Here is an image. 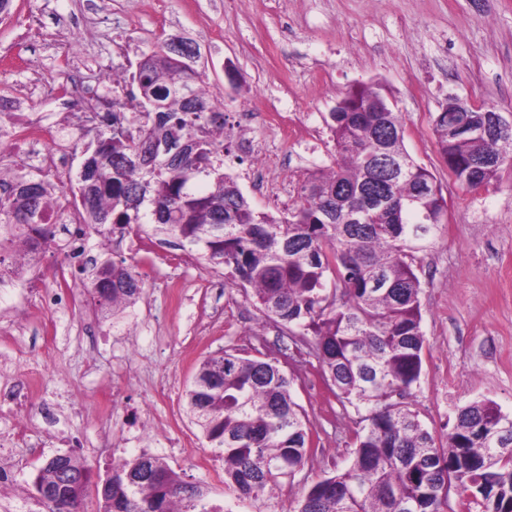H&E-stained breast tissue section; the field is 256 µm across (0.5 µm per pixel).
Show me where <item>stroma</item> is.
<instances>
[{"label": "stroma", "instance_id": "stroma-1", "mask_svg": "<svg viewBox=\"0 0 512 512\" xmlns=\"http://www.w3.org/2000/svg\"><path fill=\"white\" fill-rule=\"evenodd\" d=\"M179 36L196 44V70L224 98V169L259 212L293 206L309 173L331 163L325 120L342 94L383 85L406 117V150L441 183L448 207L447 224L415 255L426 347L413 408L441 439L474 401L512 417V167L467 191L449 178L433 132L451 98L512 123V0H11L0 54L23 65L0 67V97L20 112L55 111L37 85L129 66ZM270 112L297 118L307 142L284 140ZM247 141L262 147L263 164ZM145 240L138 248L116 235L99 250L145 281L113 323L88 305L87 274L67 251H47L37 265L48 292L49 271L65 266L76 288L69 308L41 306L0 277V389L19 393L0 403V469L11 477L0 512H42L32 479L45 459L69 452L102 473L115 460L157 456L185 480L205 479L227 512H293L304 489L349 465L358 412L291 339L271 326L254 335L260 312L224 267ZM227 348L280 355L312 435L302 470L269 497H238L221 468H202L215 453L186 414L199 363Z\"/></svg>", "mask_w": 512, "mask_h": 512}]
</instances>
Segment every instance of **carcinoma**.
Listing matches in <instances>:
<instances>
[{
  "label": "carcinoma",
  "mask_w": 512,
  "mask_h": 512,
  "mask_svg": "<svg viewBox=\"0 0 512 512\" xmlns=\"http://www.w3.org/2000/svg\"><path fill=\"white\" fill-rule=\"evenodd\" d=\"M165 44L137 63L131 90L112 99V124L87 131L86 158L70 201L78 220L107 237L141 231L202 250L233 282L250 288L264 323L299 336L338 401L361 415L349 466L316 482L297 512H446L451 487L480 495L485 512H512V418L490 400L457 414L446 442L408 399L423 364L421 282L413 253L442 224L445 198L433 173L407 152L405 116L379 84L352 86L329 112L331 165L315 170L300 203L256 211L224 171V106L199 72L169 58ZM484 109L439 112L433 132L462 188L488 186L512 164V132L478 139L456 131ZM386 154L407 166L387 176ZM63 189L31 174L0 195V264L42 237L30 260L58 246L44 211ZM104 318L143 294L132 266L106 261L84 284ZM190 415L222 462L224 484L258 498L304 465L312 441L291 380L269 355L232 349L206 358L186 392ZM33 486L82 512L95 487L97 512H224L203 479L187 482L159 457L112 463L106 477L75 453L48 459Z\"/></svg>",
  "instance_id": "carcinoma-1"
}]
</instances>
